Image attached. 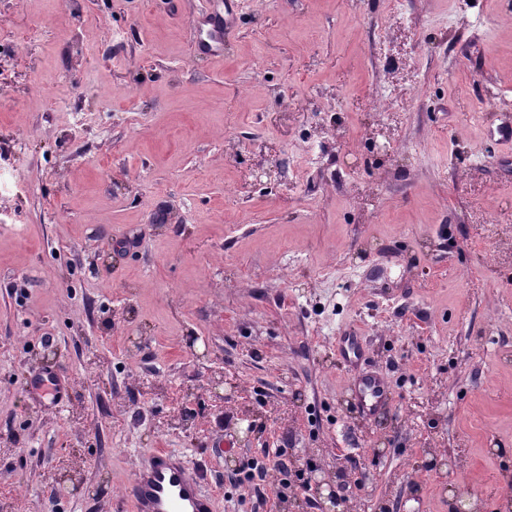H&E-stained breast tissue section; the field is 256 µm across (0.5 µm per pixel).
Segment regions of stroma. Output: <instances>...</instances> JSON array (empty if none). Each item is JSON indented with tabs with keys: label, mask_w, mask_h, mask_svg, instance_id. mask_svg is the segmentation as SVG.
<instances>
[{
	"label": "stroma",
	"mask_w": 512,
	"mask_h": 512,
	"mask_svg": "<svg viewBox=\"0 0 512 512\" xmlns=\"http://www.w3.org/2000/svg\"><path fill=\"white\" fill-rule=\"evenodd\" d=\"M223 8L0 0V512H121L148 448L217 512H512V0H241L214 61ZM239 4L240 0H225L223 13L216 12L206 18L197 53L213 59L224 57V36L234 27ZM34 384L37 386L35 387ZM30 385L33 389L41 391L44 395L50 393L61 400L68 393V387L61 369L42 371L31 378ZM355 401L359 413L372 417L389 403V386L379 373L365 374L353 382Z\"/></svg>",
	"instance_id": "stroma-1"
}]
</instances>
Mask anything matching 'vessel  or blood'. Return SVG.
Listing matches in <instances>:
<instances>
[{"instance_id":"b4317fda","label":"vessel or blood","mask_w":512,"mask_h":512,"mask_svg":"<svg viewBox=\"0 0 512 512\" xmlns=\"http://www.w3.org/2000/svg\"><path fill=\"white\" fill-rule=\"evenodd\" d=\"M240 0H224L223 11L210 14L197 43L198 53L223 58L224 36L235 23ZM38 391L64 397L68 387L61 369H51L33 376ZM359 413L371 417L389 403V386L377 373L365 374L353 382ZM200 472L191 470L185 461L163 448L142 453L138 475L125 496L132 512H217L215 497L202 490Z\"/></svg>"}]
</instances>
